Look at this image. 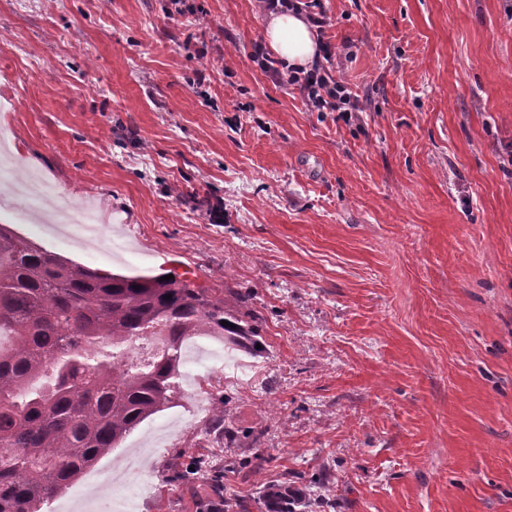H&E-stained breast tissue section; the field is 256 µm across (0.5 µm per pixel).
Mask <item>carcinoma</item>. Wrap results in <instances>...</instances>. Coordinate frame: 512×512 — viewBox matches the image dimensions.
<instances>
[{
    "instance_id": "cac0c4a2",
    "label": "carcinoma",
    "mask_w": 512,
    "mask_h": 512,
    "mask_svg": "<svg viewBox=\"0 0 512 512\" xmlns=\"http://www.w3.org/2000/svg\"><path fill=\"white\" fill-rule=\"evenodd\" d=\"M230 325H222V321ZM0 512H40L178 394L183 344L217 336L260 353V324L224 295L178 274L92 269L0 225ZM206 430L238 447L220 401ZM267 512H289L288 487L265 488Z\"/></svg>"
}]
</instances>
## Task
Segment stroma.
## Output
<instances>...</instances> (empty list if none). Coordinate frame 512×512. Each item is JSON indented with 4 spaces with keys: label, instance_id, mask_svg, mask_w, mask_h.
Masks as SVG:
<instances>
[{
    "label": "stroma",
    "instance_id": "35a3bbf8",
    "mask_svg": "<svg viewBox=\"0 0 512 512\" xmlns=\"http://www.w3.org/2000/svg\"><path fill=\"white\" fill-rule=\"evenodd\" d=\"M0 0V211L73 263L188 273L248 297L265 351L195 337L173 407L41 512H206L198 458L243 499L287 481L321 512H512V0H322L318 38L359 105L310 110L250 55L258 0ZM112 221L80 243L81 211ZM244 432L225 472L187 423L201 380Z\"/></svg>",
    "mask_w": 512,
    "mask_h": 512
}]
</instances>
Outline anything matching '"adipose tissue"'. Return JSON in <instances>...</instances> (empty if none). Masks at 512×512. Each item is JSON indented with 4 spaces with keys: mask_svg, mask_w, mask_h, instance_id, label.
Segmentation results:
<instances>
[{
    "mask_svg": "<svg viewBox=\"0 0 512 512\" xmlns=\"http://www.w3.org/2000/svg\"><path fill=\"white\" fill-rule=\"evenodd\" d=\"M265 40L288 69H309L319 57L317 28L306 12L275 8L268 11Z\"/></svg>",
    "mask_w": 512,
    "mask_h": 512,
    "instance_id": "adipose-tissue-1",
    "label": "adipose tissue"
}]
</instances>
